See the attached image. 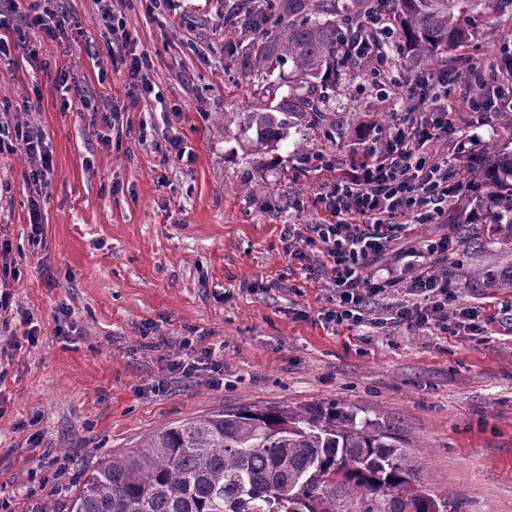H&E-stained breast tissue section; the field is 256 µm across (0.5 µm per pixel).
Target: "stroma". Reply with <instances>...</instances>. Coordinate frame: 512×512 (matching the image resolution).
<instances>
[{
    "mask_svg": "<svg viewBox=\"0 0 512 512\" xmlns=\"http://www.w3.org/2000/svg\"><path fill=\"white\" fill-rule=\"evenodd\" d=\"M47 7L75 29L57 41L28 30L36 57L0 58V291L11 297L0 310V512H69L92 469L167 424L334 399L391 423L432 495L460 512H512V290L451 276L449 309L481 314L479 331L459 336L390 323L401 291L369 300L367 322L338 326L325 317L331 274L306 278L285 250L318 257L306 227L337 174L369 151L383 159L391 128L431 103L379 84L355 58L319 83L325 118L292 112L291 62H257L261 29L224 33L225 16L255 0H112L147 59L153 94L138 95L112 64L96 0ZM510 44L512 8L476 19L465 44L411 72L401 33L378 40L393 76L431 85L449 72L455 134L431 148L447 155L451 182L468 157L512 138L467 102ZM79 97L87 109L72 107ZM115 101L127 110L111 112ZM252 112L287 120L285 136L257 146ZM20 127L48 146L46 187L13 147ZM465 205L451 198L446 220L409 224L381 264L411 280L397 254L448 234ZM177 352L191 375L167 370Z\"/></svg>",
    "mask_w": 512,
    "mask_h": 512,
    "instance_id": "stroma-1",
    "label": "stroma"
}]
</instances>
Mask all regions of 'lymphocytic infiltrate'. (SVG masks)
Here are the masks:
<instances>
[{"label": "lymphocytic infiltrate", "instance_id": "1", "mask_svg": "<svg viewBox=\"0 0 512 512\" xmlns=\"http://www.w3.org/2000/svg\"><path fill=\"white\" fill-rule=\"evenodd\" d=\"M435 102V111L419 113L414 124L391 129L383 160L361 161L337 177L326 195L325 218L308 228L306 242L318 247L319 266L331 272L336 285L328 321L364 322L366 299L388 295L401 285L391 273L366 275V266L378 260L396 233L405 231L406 219H440L459 190L448 180L447 158L426 148L449 133L448 98L442 95ZM450 245L444 235L409 251L410 264L419 273L405 286L408 300L392 313L395 325L411 331L432 325L444 334L477 327L475 308L448 311V273L437 265L447 260Z\"/></svg>", "mask_w": 512, "mask_h": 512}]
</instances>
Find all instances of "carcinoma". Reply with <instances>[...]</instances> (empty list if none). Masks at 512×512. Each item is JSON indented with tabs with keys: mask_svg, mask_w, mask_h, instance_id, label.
I'll use <instances>...</instances> for the list:
<instances>
[{
	"mask_svg": "<svg viewBox=\"0 0 512 512\" xmlns=\"http://www.w3.org/2000/svg\"><path fill=\"white\" fill-rule=\"evenodd\" d=\"M495 11L512 0H391L410 53L422 64L465 41L464 13ZM288 21L256 43L261 60L287 59L302 112L321 111L315 80L334 77L348 61L336 24L320 20L348 6L339 0H287ZM257 140L283 135L286 123L255 112ZM462 188L484 217L454 225L457 247L486 256L465 271L481 288L512 289V148L492 146L466 165ZM370 496L367 512H448V500L418 487L412 461L393 428L357 419L341 403L299 408L244 406L169 424L138 447L110 455L92 471L70 512H341L336 486Z\"/></svg>",
	"mask_w": 512,
	"mask_h": 512,
	"instance_id": "obj_1",
	"label": "carcinoma"
}]
</instances>
